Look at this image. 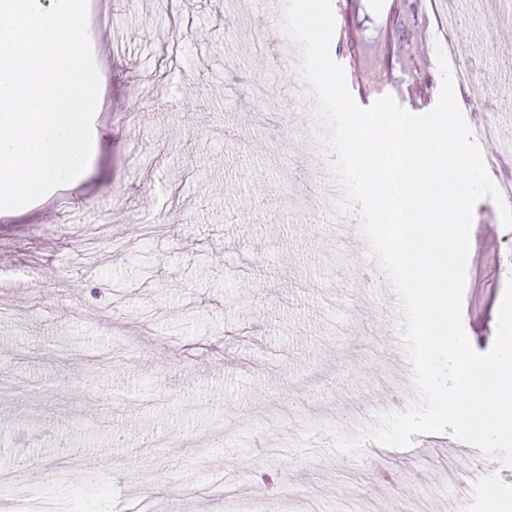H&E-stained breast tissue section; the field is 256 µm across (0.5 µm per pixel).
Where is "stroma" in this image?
<instances>
[{"label": "stroma", "mask_w": 512, "mask_h": 512, "mask_svg": "<svg viewBox=\"0 0 512 512\" xmlns=\"http://www.w3.org/2000/svg\"><path fill=\"white\" fill-rule=\"evenodd\" d=\"M115 49L92 47L100 149L86 179L23 215L0 213V470L71 512H489L477 484L449 481L475 455L452 434L341 454L333 433L405 409L399 324L363 275V236L314 208L301 76L270 53L264 0H101ZM445 0L334 6L332 59L355 67L360 107L389 95L436 105V47L483 29L491 48L458 56L470 128L512 113V0H470L447 30ZM268 77L265 104L252 73ZM234 129L226 137L218 127ZM69 223H52L58 211ZM512 275V231L495 203L473 210L462 324L488 351ZM334 291L341 310L325 301Z\"/></svg>", "instance_id": "obj_1"}]
</instances>
